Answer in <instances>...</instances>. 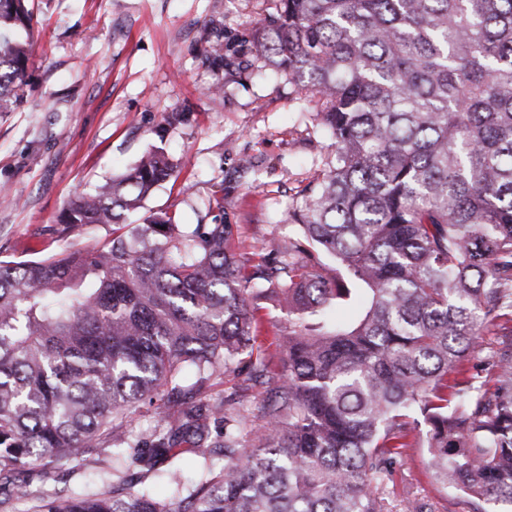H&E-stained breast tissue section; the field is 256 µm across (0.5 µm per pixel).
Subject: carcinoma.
Masks as SVG:
<instances>
[{"instance_id": "1", "label": "carcinoma", "mask_w": 512, "mask_h": 512, "mask_svg": "<svg viewBox=\"0 0 512 512\" xmlns=\"http://www.w3.org/2000/svg\"><path fill=\"white\" fill-rule=\"evenodd\" d=\"M261 3L256 68L317 98L331 139L288 213L301 236L250 266L222 214L124 223L178 181L153 148L60 215L112 225L101 247L0 260V512H392L380 488L408 448L470 512L512 508V0ZM34 24V0H0V113L22 102ZM354 299L355 319L330 320ZM261 301L288 314L278 370L255 346ZM240 367L267 387L257 411L187 404ZM141 404L165 426L115 438L111 485L32 488L53 477L34 462L83 460ZM182 443L203 460L194 482ZM191 448L189 444L183 443L176 449V452L179 453L177 464L186 479L194 478L202 465V461Z\"/></svg>"}]
</instances>
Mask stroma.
Masks as SVG:
<instances>
[{"label":"stroma","mask_w":512,"mask_h":512,"mask_svg":"<svg viewBox=\"0 0 512 512\" xmlns=\"http://www.w3.org/2000/svg\"><path fill=\"white\" fill-rule=\"evenodd\" d=\"M39 34L33 47L24 103L0 114V259L36 260L103 244L111 225L67 231L59 215L69 197L120 176L152 147L182 167L190 193L164 184L131 223L158 209L177 212L185 227L211 223L209 201L224 200L240 252L257 253L297 237L288 210L324 168L330 141L311 114L309 94L272 73L258 74L247 50L229 62L205 60L218 35L243 38L250 17L243 0H35ZM223 80L224 95L206 87ZM183 123L166 127L164 113ZM251 168L239 174L238 163ZM266 388L247 373L229 372L208 392L259 405ZM112 442L98 439L84 466L70 473L54 462L46 498L112 481ZM384 493L394 508L403 499L433 504L436 512H469L455 495L433 484L424 449H408Z\"/></svg>","instance_id":"stroma-1"}]
</instances>
